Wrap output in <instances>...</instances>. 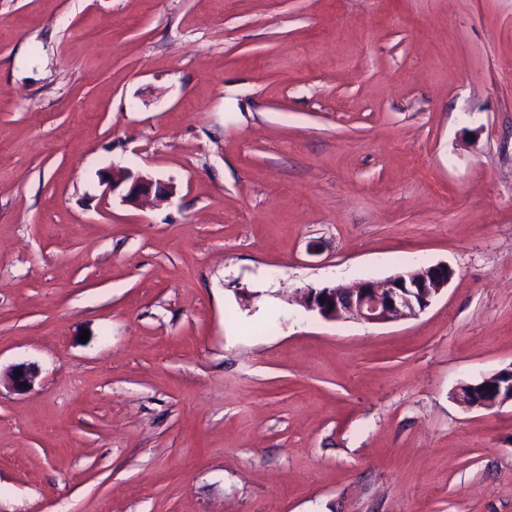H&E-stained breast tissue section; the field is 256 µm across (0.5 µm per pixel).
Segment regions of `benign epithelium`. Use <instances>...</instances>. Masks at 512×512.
Listing matches in <instances>:
<instances>
[{"label":"benign epithelium","mask_w":512,"mask_h":512,"mask_svg":"<svg viewBox=\"0 0 512 512\" xmlns=\"http://www.w3.org/2000/svg\"><path fill=\"white\" fill-rule=\"evenodd\" d=\"M130 183L125 199L135 203L148 197L153 181L142 176L134 177L123 168H114L103 180L106 191L111 193L125 183ZM454 271L446 265L419 267L392 275L382 281H362L349 288L343 285L308 287L302 295L303 307L330 321L353 320L384 324L418 317L447 287ZM501 378L497 386L485 389L481 396H463L469 407L492 410L512 403V368L494 373ZM492 376V377H494ZM38 377L33 364H19L12 374V384L22 390L31 387ZM492 377L476 383L492 381Z\"/></svg>","instance_id":"benign-epithelium-1"}]
</instances>
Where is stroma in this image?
Here are the masks:
<instances>
[{
    "label": "stroma",
    "mask_w": 512,
    "mask_h": 512,
    "mask_svg": "<svg viewBox=\"0 0 512 512\" xmlns=\"http://www.w3.org/2000/svg\"><path fill=\"white\" fill-rule=\"evenodd\" d=\"M510 367L512 0H0V512H512ZM132 180L129 187L128 193L124 198L132 203L140 202L143 198L149 197L151 189L154 185L153 181L143 176L133 177L126 169L123 168H112L103 180V184L106 186V192L113 193L116 189L121 187L123 184ZM454 275L448 265L419 267L382 281L305 288L302 305L330 321L353 320L384 324L418 317L447 287ZM319 298H325L320 302ZM333 303V307H330ZM493 377H501L505 381H497V387L492 389L484 388L485 394L482 396L469 397L466 396L461 388L465 386L482 387L484 382H493ZM460 388V395L463 398V403L469 407H475L484 410H492L497 407L503 406L507 402L512 403V367L510 369L501 370L492 374L489 377L484 378L482 381L476 384L464 385Z\"/></svg>",
    "instance_id": "35a3bbf8"
}]
</instances>
